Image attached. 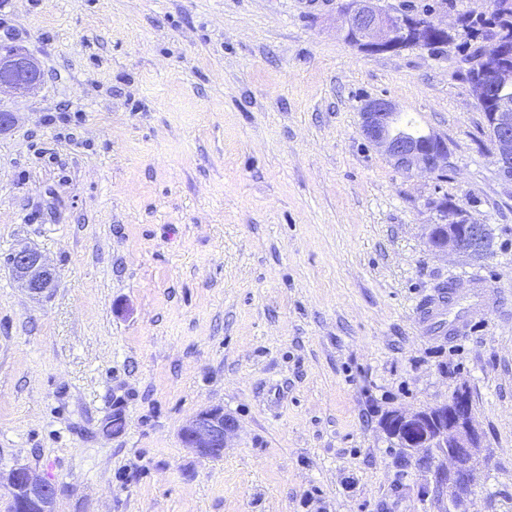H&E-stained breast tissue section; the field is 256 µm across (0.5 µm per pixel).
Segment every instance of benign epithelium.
Listing matches in <instances>:
<instances>
[{
	"label": "benign epithelium",
	"instance_id": "7a95c632",
	"mask_svg": "<svg viewBox=\"0 0 512 512\" xmlns=\"http://www.w3.org/2000/svg\"><path fill=\"white\" fill-rule=\"evenodd\" d=\"M345 40L366 53L396 52L406 43L421 44L434 34H449L440 15L427 20L396 18L378 6V0H345L340 9ZM470 91L480 105H491L486 113L488 133L500 170L512 174V59L502 52L486 53L470 60ZM44 74L29 54L0 51V91L26 93L41 85ZM365 137L383 152L399 171L436 173L448 168V150L434 134H415L400 120L396 105L385 98L368 100L361 109ZM485 224L469 222L454 207L443 206L441 222L429 225L427 243L435 254L450 251L476 259L488 241ZM14 274L32 295L47 291L57 272L34 247L23 246L10 254ZM383 427L406 456L425 469L436 467V484L448 489L453 512H469L471 478L481 453L477 429L465 388H459L448 403L428 410L392 411ZM237 420L220 406L199 410L180 428L184 447L201 455L221 456L238 431ZM13 512H55L56 486L29 466L16 464L6 480L0 479Z\"/></svg>",
	"mask_w": 512,
	"mask_h": 512
}]
</instances>
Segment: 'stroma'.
<instances>
[{"label": "stroma", "instance_id": "1", "mask_svg": "<svg viewBox=\"0 0 512 512\" xmlns=\"http://www.w3.org/2000/svg\"><path fill=\"white\" fill-rule=\"evenodd\" d=\"M340 0H0V45L45 73L0 92V472L56 512H448L382 428L469 392L473 512H512V179L465 78L464 35L368 54ZM440 136L398 171L365 99ZM494 254H434L441 205ZM57 280L34 299L13 249ZM476 274L495 307L458 338L418 308ZM223 406L219 458L179 437ZM2 479L0 473V491H5L13 512H55L56 486L29 466L18 463L8 473L5 483Z\"/></svg>", "mask_w": 512, "mask_h": 512}]
</instances>
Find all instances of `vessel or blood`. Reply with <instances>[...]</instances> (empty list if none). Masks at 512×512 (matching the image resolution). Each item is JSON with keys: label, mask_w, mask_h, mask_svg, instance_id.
I'll list each match as a JSON object with an SVG mask.
<instances>
[{"label": "vessel or blood", "mask_w": 512, "mask_h": 512, "mask_svg": "<svg viewBox=\"0 0 512 512\" xmlns=\"http://www.w3.org/2000/svg\"><path fill=\"white\" fill-rule=\"evenodd\" d=\"M452 303L453 311L446 313L436 301H427L419 309L422 322L434 325L444 316L448 319L449 335L460 334L469 322L489 311L494 303V294L490 289L484 288L478 278L471 277L467 279L465 287L456 289L453 293Z\"/></svg>", "instance_id": "vessel-or-blood-1"}]
</instances>
